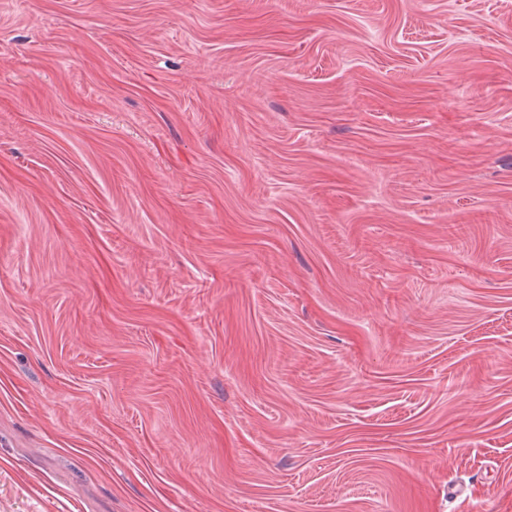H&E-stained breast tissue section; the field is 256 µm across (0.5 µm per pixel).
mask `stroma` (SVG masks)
<instances>
[{
  "mask_svg": "<svg viewBox=\"0 0 512 512\" xmlns=\"http://www.w3.org/2000/svg\"><path fill=\"white\" fill-rule=\"evenodd\" d=\"M0 512H512V0H0Z\"/></svg>",
  "mask_w": 512,
  "mask_h": 512,
  "instance_id": "stroma-1",
  "label": "stroma"
}]
</instances>
